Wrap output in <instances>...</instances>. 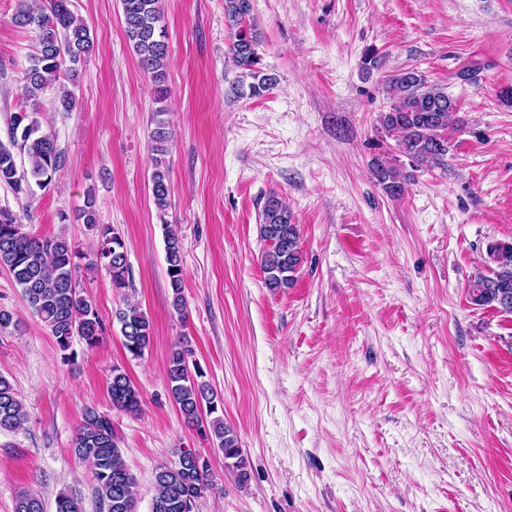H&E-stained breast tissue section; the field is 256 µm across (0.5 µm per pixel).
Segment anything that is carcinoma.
<instances>
[{
    "instance_id": "carcinoma-1",
    "label": "carcinoma",
    "mask_w": 512,
    "mask_h": 512,
    "mask_svg": "<svg viewBox=\"0 0 512 512\" xmlns=\"http://www.w3.org/2000/svg\"><path fill=\"white\" fill-rule=\"evenodd\" d=\"M14 22L38 32V48L25 69L22 80L29 99L35 101L62 75H73L93 48L89 26L70 8V0H17ZM126 40L139 68L149 76L155 100L167 95L168 46L160 0H121ZM252 0H224V24L232 43L230 61L239 70L230 93L249 89L260 96L273 85L274 78L260 68L257 52L259 32L251 23ZM389 105L377 115L378 130L396 138V150L413 167L448 165V121L456 111V102L414 69L399 70L388 76L384 85ZM165 109L158 108L150 133L154 154L151 193L157 210L169 207L170 176L164 156L170 132L159 119ZM26 153L29 168L18 171L14 149ZM395 155L376 158L373 175L392 197L402 195L405 176ZM52 135L41 130L35 111L20 110L11 117L10 145L0 143V184L17 195L29 197L34 188H44L63 166ZM79 219L98 231L95 263L105 268L117 290L129 286L125 242L115 229L98 223L93 189L85 193ZM260 238L267 243L262 252L264 284L276 293L292 285L300 264V233L288 204L275 194L267 197L259 227ZM492 275H480L473 281L469 296L478 306L499 307V294L512 297V242L496 241ZM167 276L172 290V307L181 314L185 309L182 248L177 233L166 228ZM80 252L65 236L34 237L8 210L0 209V268L6 269L29 313L44 323L55 337L63 359L68 361L74 338L93 347L100 342L103 324L90 296L79 289ZM125 350L134 358L144 356L153 342V324L136 305L130 303L115 313ZM166 379L171 398L185 422L195 428L213 446L223 452L225 467L236 473L242 485L249 480L247 460L239 447L236 432L224 423V402L204 381V372L194 360L189 341L175 343L167 357ZM112 409L124 413L141 410L140 392L120 367L112 368L108 383ZM27 418L23 403L7 377L0 374V432L18 430ZM74 456L93 469L96 493L106 512H137L135 477L122 458L112 416L96 408L85 409L71 442ZM154 495L150 512H189L210 484L208 463L200 454L185 448L178 460L162 464L153 476ZM55 512H82V501L75 495L57 496ZM14 512H46L42 498L32 492L18 493Z\"/></svg>"
}]
</instances>
